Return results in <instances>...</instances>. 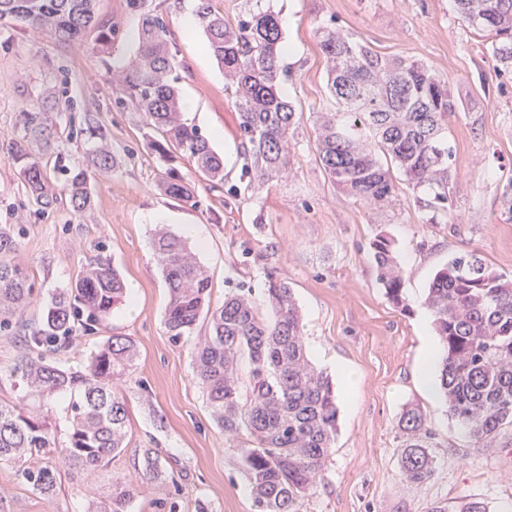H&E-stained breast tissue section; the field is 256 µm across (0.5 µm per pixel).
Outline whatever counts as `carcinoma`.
I'll return each mask as SVG.
<instances>
[{"instance_id":"obj_1","label":"carcinoma","mask_w":512,"mask_h":512,"mask_svg":"<svg viewBox=\"0 0 512 512\" xmlns=\"http://www.w3.org/2000/svg\"><path fill=\"white\" fill-rule=\"evenodd\" d=\"M234 24L199 0L198 15L209 52L224 67L235 88L238 128L245 140L247 173L278 180L291 167L289 131L297 123L294 106L281 91L283 36L278 15L259 6ZM460 25L482 38L497 71L512 72V0H454ZM14 19L63 43L80 41L87 28H99L106 48L112 25L97 21V0H0V20ZM327 59V90L338 109L323 117L315 134L318 159L331 183L347 196L380 210L397 197L399 181L385 157L405 181L434 190V200L448 209L452 153L448 114L456 111L448 80L425 66L386 57L334 27L319 29ZM167 26L157 15H142L136 56L116 75L128 100L140 112L153 145L164 162L189 157L197 174L224 182V160L198 128L182 118L174 54ZM46 105L20 114L25 135L9 148L19 167L34 213L57 203V175L74 212L91 209V180L114 171V154L102 121L86 119L89 148L85 160L62 163L51 148L56 118ZM43 144L34 154L29 140ZM164 193L184 204L195 196L173 169L159 180ZM20 224H0V330L23 339V351L9 376L23 385L11 404L0 401V464L18 467L27 484L50 499L61 471L81 479L102 475L122 453L127 437L126 396L114 380L137 359L135 341L112 335L91 352L82 369L56 356L74 349L77 338L105 324L129 293L109 259L98 257L63 288L53 290L41 319L31 323L26 311L34 282L13 261L21 247ZM377 280L388 300L401 306L403 279L393 242H372ZM157 264L169 291L163 324L173 342L207 331L192 353L196 379L207 405L227 438L244 432L246 445L234 450L249 482L254 512H297L298 501L322 475L336 440L338 410L332 380L312 366L303 340L298 305L288 283L268 277L264 295L271 317L262 315L252 293L236 292L212 303V280L196 260L187 238L160 232L154 241ZM426 305L443 347L439 387L448 414L478 448L512 447V277L489 266L476 251L463 252L439 267L429 284ZM247 361V383L238 371ZM68 399L66 439L57 443L54 404ZM399 428L407 437L401 456L404 478L423 484L437 462L426 450V420L407 410ZM58 449L57 461L39 456ZM144 477L164 473L160 454L146 448ZM138 487L126 477L109 478L106 496L89 512H128Z\"/></svg>"}]
</instances>
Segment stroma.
Instances as JSON below:
<instances>
[{
	"mask_svg": "<svg viewBox=\"0 0 512 512\" xmlns=\"http://www.w3.org/2000/svg\"><path fill=\"white\" fill-rule=\"evenodd\" d=\"M279 16L285 42L298 56L287 63L282 90L302 118L292 138L293 160L279 181L244 174L234 90L207 49L203 26L186 32L182 19L199 0H98L99 20L112 24L100 49L96 32L77 45L0 20V224L24 225L17 255L35 283L29 321H38L53 289L74 279L89 260L104 256L122 273L137 313L115 309L106 328L83 336L68 365L83 366L108 336L135 339L138 359L117 382L129 406L127 446L111 473L140 484L129 512H167L182 499L184 512H254L248 481L223 430L213 420L193 375V339L173 343L165 333L168 291L154 258L158 228L184 236L196 230L199 260L212 279V299L248 289L267 312L268 277L288 282L299 304L312 363L336 385L338 433L324 472L298 512H429L436 505L459 512L476 500L486 512H512V448H478L449 416L444 398L420 387L417 364L439 346L424 305L435 270L451 257L478 250L485 262L512 275V74L499 76L477 38L455 17L453 0H260ZM164 18L178 59L180 98H194L192 118L201 134L223 137L213 148L230 170L220 184L199 181L193 163L177 156L170 166L193 190L196 206L167 197L158 187L161 162L140 113L127 100L114 70L137 49L143 12ZM337 26L383 55L418 61L448 79L457 110L448 117L452 149L451 214L433 207L425 187L402 186L397 201L373 210L328 180L316 158L315 128L332 106L327 61L318 30ZM62 100L54 150L82 156L70 124L100 118L116 156V170L97 176L94 206L73 212L67 195L37 216L6 149L21 140L18 115ZM394 243L403 271L404 307L377 281L371 244ZM354 380H346L345 371ZM421 411L426 443L438 461L425 483L401 471L406 437L398 421ZM174 458L183 475L144 481L141 451ZM106 490L104 481L72 480L45 498L20 473L0 464V512H86Z\"/></svg>",
	"mask_w": 512,
	"mask_h": 512,
	"instance_id": "stroma-1",
	"label": "stroma"
}]
</instances>
